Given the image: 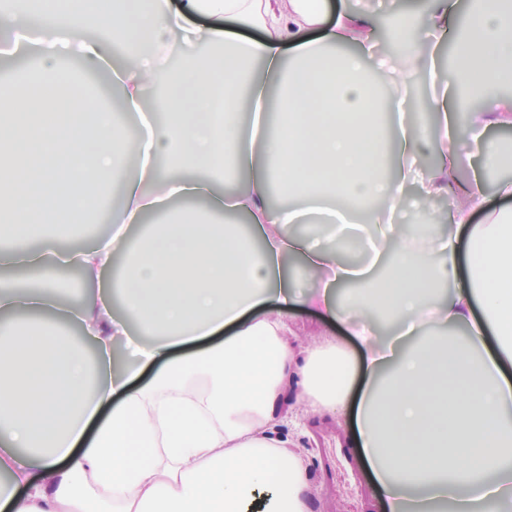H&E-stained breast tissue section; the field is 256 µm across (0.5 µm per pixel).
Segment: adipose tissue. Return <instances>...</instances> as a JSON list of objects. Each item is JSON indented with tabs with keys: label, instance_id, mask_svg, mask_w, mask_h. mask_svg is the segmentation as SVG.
Wrapping results in <instances>:
<instances>
[{
	"label": "adipose tissue",
	"instance_id": "ef3b65f1",
	"mask_svg": "<svg viewBox=\"0 0 512 512\" xmlns=\"http://www.w3.org/2000/svg\"><path fill=\"white\" fill-rule=\"evenodd\" d=\"M80 0L61 24L38 30L36 62L0 82V263L38 270L57 255L54 231L88 221L86 189L112 185L118 229L72 252L87 288L78 307L54 277L24 289L0 282V512H309L302 448L281 437V395L295 374L304 409L346 424V442L378 512H512V180L490 207L480 187H459L461 158L485 169L506 152L485 139L512 124V0H475L455 41L461 75L420 68L427 35L443 36L451 0L394 22V48L367 61L371 13L327 0ZM214 19L209 28L190 19ZM256 27L231 37L219 21ZM182 41L179 63L156 50ZM76 59L147 131L136 153L106 103L64 85ZM387 88L423 80L434 131L396 119L387 127L369 76ZM224 81V119L208 93ZM474 80L488 105L449 135L448 91ZM438 164L423 197H458L448 233L409 240L391 226L407 209L408 179L424 153ZM239 174L225 194V163ZM279 186L291 204L272 209ZM374 202L370 242L386 273L338 258L334 248L282 233L285 224L355 227ZM154 212L156 229L129 224ZM245 215L261 239L224 221ZM483 223H474L475 215ZM310 279L297 292L288 255ZM113 286L125 315L103 290ZM308 305L341 325L343 345L319 334L292 344V313ZM393 317L390 344L375 312ZM76 323L83 355L61 329ZM139 335H131L130 324ZM151 343H144V336ZM151 384H138L146 369ZM467 385L448 392L447 378Z\"/></svg>",
	"mask_w": 512,
	"mask_h": 512
}]
</instances>
